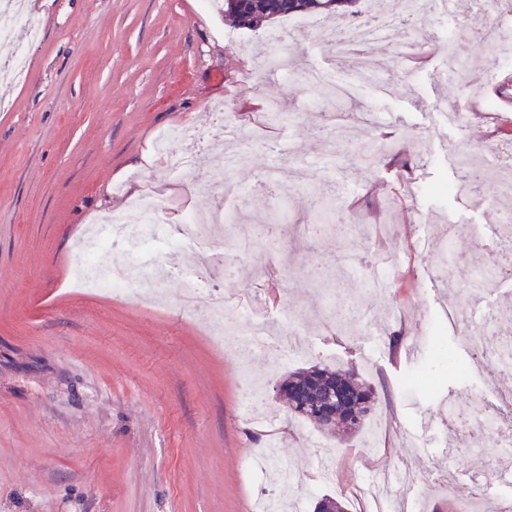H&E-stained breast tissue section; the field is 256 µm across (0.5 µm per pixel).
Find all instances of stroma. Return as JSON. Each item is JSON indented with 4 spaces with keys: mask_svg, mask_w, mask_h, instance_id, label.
Here are the masks:
<instances>
[{
    "mask_svg": "<svg viewBox=\"0 0 512 512\" xmlns=\"http://www.w3.org/2000/svg\"><path fill=\"white\" fill-rule=\"evenodd\" d=\"M41 21L36 41L25 29L24 78L0 72V512H255L273 497L288 512H314L321 496L354 507L362 480L384 463L426 476V484L388 488L410 493L421 512H453V504L491 506L512 500V469L492 437L480 453L459 433L445 455L446 403L468 414L470 393L500 404L512 372L494 356L475 362L461 336L446 331L457 374L435 384H409L435 365L430 325L456 296L470 324L487 309L503 317L493 334L512 343V275L496 287H472L474 273L506 259L498 215L511 206L485 181L473 195L436 193L460 175L461 157L498 162L512 140V106L499 83L512 77L498 43L484 40L512 24L506 0H486L471 15L465 0L452 10L418 16L390 42L367 43L362 60L383 73L386 89L364 80L352 98L326 97L307 82L316 70L350 71L336 36L354 18L324 29H292L278 19L236 29L216 0H28ZM464 21L476 38L465 75L448 69L442 36ZM234 42H227V35ZM501 57L498 68L487 60ZM443 82H436V74ZM468 102L466 121L449 119L440 100ZM274 103L286 122L261 115ZM344 115L329 127L336 151L325 166L310 141L324 113ZM237 130L239 165L223 189L174 172L159 149L207 155L216 113ZM274 138L276 153L254 145ZM379 139L408 158L366 167L363 145ZM292 179L263 188L270 164ZM138 188L160 203V223H184L188 210L223 209L250 188L241 226L219 241L224 263L208 288L224 291L228 312L260 310L272 330L296 324L309 354L270 363L216 347L198 318L202 301L186 296L179 277L163 285L161 303L140 301L152 286L140 271L127 293L83 291L71 273L90 225L124 211ZM345 224L347 256L337 260L334 233H305L323 191ZM382 225L384 249L367 231ZM460 257L447 279L433 277L445 249ZM390 272L387 290L364 275ZM324 361L359 374L379 404L356 436L335 440L291 416L276 391L289 372ZM264 382L266 425L243 416L246 380ZM277 442L289 479L270 483L256 463Z\"/></svg>",
    "mask_w": 512,
    "mask_h": 512,
    "instance_id": "stroma-1",
    "label": "stroma"
}]
</instances>
